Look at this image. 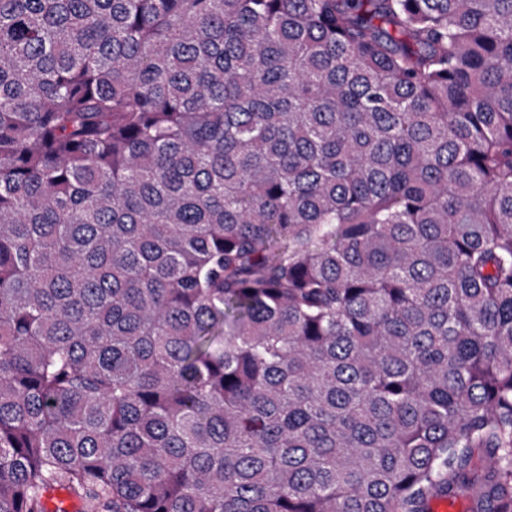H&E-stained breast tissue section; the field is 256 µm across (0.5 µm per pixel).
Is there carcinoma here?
<instances>
[{"label":"carcinoma","instance_id":"obj_1","mask_svg":"<svg viewBox=\"0 0 512 512\" xmlns=\"http://www.w3.org/2000/svg\"><path fill=\"white\" fill-rule=\"evenodd\" d=\"M512 512V0H0V512Z\"/></svg>","mask_w":512,"mask_h":512}]
</instances>
